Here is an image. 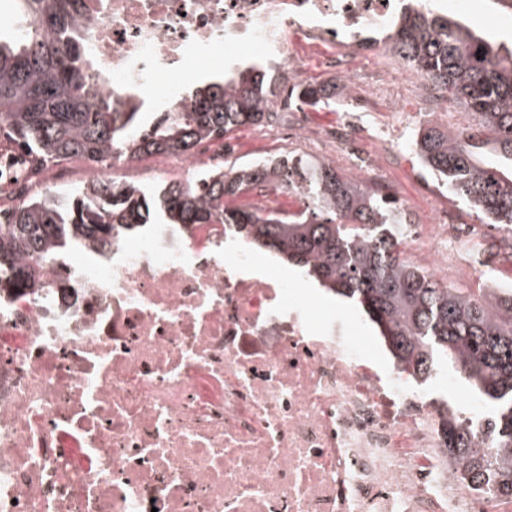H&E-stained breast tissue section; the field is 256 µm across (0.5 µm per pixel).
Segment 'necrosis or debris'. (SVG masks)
Wrapping results in <instances>:
<instances>
[{"instance_id":"4bbe7bcc","label":"necrosis or debris","mask_w":512,"mask_h":512,"mask_svg":"<svg viewBox=\"0 0 512 512\" xmlns=\"http://www.w3.org/2000/svg\"><path fill=\"white\" fill-rule=\"evenodd\" d=\"M402 0H85L77 34L106 86L258 52L297 79L291 30L342 44L324 56L357 110L313 135L293 108L289 141L356 155L376 137L360 109L404 132L408 65L364 73ZM56 186L51 166L0 153V185ZM404 241L434 279L487 266L482 226L436 210ZM255 257L220 224L73 250L40 285L0 291V512H512L464 483L445 410L395 368L361 320L338 327L287 276L244 275Z\"/></svg>"}]
</instances>
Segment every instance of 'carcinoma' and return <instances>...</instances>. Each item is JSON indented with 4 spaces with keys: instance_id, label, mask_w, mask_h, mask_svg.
<instances>
[{
    "instance_id": "obj_1",
    "label": "carcinoma",
    "mask_w": 512,
    "mask_h": 512,
    "mask_svg": "<svg viewBox=\"0 0 512 512\" xmlns=\"http://www.w3.org/2000/svg\"><path fill=\"white\" fill-rule=\"evenodd\" d=\"M0 25V130L44 160L106 165L190 154L201 143L270 120L273 77L237 66L144 112L134 93L112 96L76 35L82 0H4ZM389 50L473 114L468 135L429 128L414 142L422 165L479 218L512 226V49L500 51L468 27L432 12L401 15ZM310 189L300 218L256 200L271 182ZM404 219L367 186L325 163L280 155L202 170L156 189L112 180L29 195L0 209V270L17 288L34 284L44 261L81 243L112 246L146 224H231L245 241L301 268L322 287L355 300L377 326L394 364L425 384L447 364L491 407L496 447H475V428L451 414L448 456L476 489L512 499V293L449 288L399 258Z\"/></svg>"
}]
</instances>
